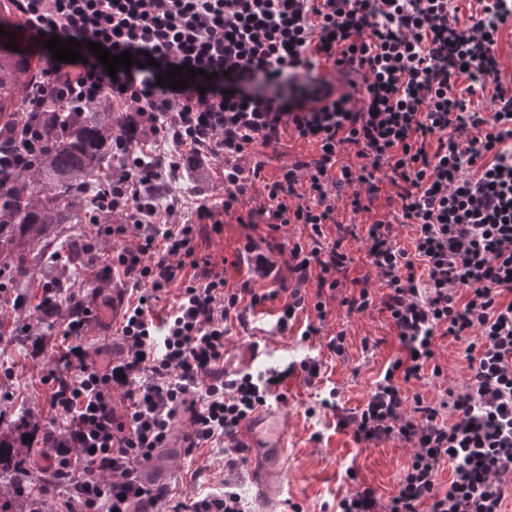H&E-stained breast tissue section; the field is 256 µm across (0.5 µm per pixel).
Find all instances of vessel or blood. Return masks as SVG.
Returning <instances> with one entry per match:
<instances>
[{
	"label": "vessel or blood",
	"instance_id": "b4317fda",
	"mask_svg": "<svg viewBox=\"0 0 512 512\" xmlns=\"http://www.w3.org/2000/svg\"><path fill=\"white\" fill-rule=\"evenodd\" d=\"M282 411L264 408L255 412L240 427L237 437L253 461L255 495L273 512L283 484L285 433L279 421Z\"/></svg>",
	"mask_w": 512,
	"mask_h": 512
}]
</instances>
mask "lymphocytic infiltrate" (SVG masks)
Returning a JSON list of instances; mask_svg holds the SVG:
<instances>
[{
    "instance_id": "lymphocytic-infiltrate-1",
    "label": "lymphocytic infiltrate",
    "mask_w": 512,
    "mask_h": 512,
    "mask_svg": "<svg viewBox=\"0 0 512 512\" xmlns=\"http://www.w3.org/2000/svg\"><path fill=\"white\" fill-rule=\"evenodd\" d=\"M460 18L453 0H15L24 29L80 43L81 61L45 54L14 147L0 165L34 169L45 148L39 124L49 112L99 105L127 113L140 140H119L121 164L91 200L97 223L84 234L87 275L125 285L117 351L98 366L83 338L91 309L63 325L65 353L41 382L53 416L40 469L57 480V512H245L241 497H184L141 479L157 449L170 447L180 418L187 454L242 452L236 433L274 398L299 366L229 376V321L276 300L243 282L229 287L203 233H221L252 191L260 206L244 221L276 232L301 224L311 237L335 223L337 206L388 212L364 228L360 243L380 283L343 293L350 262L341 243L328 251L294 242L288 266L297 286L274 328L285 333L317 281L314 308L340 296L349 313L386 312L401 354L361 410L339 419L357 441L397 440L413 449L395 496L381 501L355 486L340 512H505L512 485V78L495 45L512 22V0H476ZM131 52L130 69L109 75L88 42ZM156 66L140 67L144 56ZM189 65L187 88L157 85L158 74ZM492 90L490 111L472 96ZM315 147L272 179L262 165L241 166L257 147L285 134ZM355 155L344 161V153ZM222 164L224 197L159 204L158 188L179 178L184 161ZM125 223H112L114 215ZM414 228L410 247L396 227ZM168 302L166 318L154 309ZM465 343L468 378L438 399L406 396L404 382L434 365L436 337ZM447 482H440L441 473Z\"/></svg>"
}]
</instances>
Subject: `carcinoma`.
<instances>
[{
    "label": "carcinoma",
    "mask_w": 512,
    "mask_h": 512,
    "mask_svg": "<svg viewBox=\"0 0 512 512\" xmlns=\"http://www.w3.org/2000/svg\"><path fill=\"white\" fill-rule=\"evenodd\" d=\"M14 27L11 6L0 2V28L6 31L0 35V131L18 119L36 78L32 59L6 47ZM42 135L50 149L35 169L0 172V182L6 184L0 192V257L17 284L28 281L33 265L29 255L15 249L16 241L35 243L41 258L53 260L56 251L44 239L47 227L75 220L83 208V193L93 187L89 179L112 161V143L137 137L126 114L100 106L72 112L62 121L47 117ZM67 252L75 272L88 261L87 250L76 241ZM35 447H44L42 425L33 412H21L0 433V512H42L55 482L28 474L26 458Z\"/></svg>",
    "instance_id": "obj_1"
}]
</instances>
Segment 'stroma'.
Segmentation results:
<instances>
[{"label": "stroma", "mask_w": 512, "mask_h": 512, "mask_svg": "<svg viewBox=\"0 0 512 512\" xmlns=\"http://www.w3.org/2000/svg\"><path fill=\"white\" fill-rule=\"evenodd\" d=\"M312 146L285 135L274 148H257L253 159L263 163L265 177H273L282 166L295 159L314 157ZM220 166L215 162L201 165L185 162L179 179L171 182V193L191 198L202 194L213 199L223 196L218 182ZM308 243V232L302 225L290 224L273 233L266 227L225 219L222 233L199 240L200 254L211 255L223 263L224 276L230 287H240L249 273L242 262L246 246L268 252L272 242ZM276 269L270 278L256 280V287L279 290L277 301L266 303L252 313L249 327H233L226 341L224 370L228 374L258 373L272 365L285 366L313 357L321 364V375L314 384H307L303 371L297 370L281 386L287 413L286 471L284 488L277 512H336L339 501L351 488L352 479L377 490L381 499L395 495L404 467L413 450L396 440L371 445L358 443L351 430L338 424L339 414L354 412L365 406L389 362L399 353L395 331L386 314L372 309L361 314H348L340 301H330L325 319H318L314 309L317 286L307 283L303 288L305 308L296 315L287 335L276 334L273 325L288 289L296 285L288 268L287 255H275ZM119 284L107 285L96 301L98 314L87 335L90 351L109 352L120 313L112 309V296ZM318 323L320 335L302 339L307 324ZM346 336L344 355L329 351L326 343L337 332ZM63 328L49 319L38 329V338L17 345L0 342V432L7 430L21 408H29L41 421H48L44 406L46 387L41 382L50 358L65 345ZM436 361L443 370L442 379L423 376L405 383L406 393L437 396L448 385L462 384L467 377L465 346L449 337L435 340ZM185 424H178L177 439L171 447L160 449L154 468L164 471L165 484H177L184 496L201 493H222L232 486L242 498L248 512H261L252 484V463L232 465L216 448L198 451L187 457L180 439Z\"/></svg>", "instance_id": "35a3bbf8"}]
</instances>
